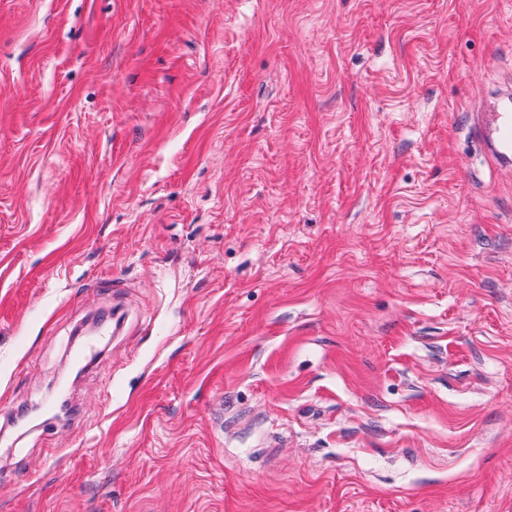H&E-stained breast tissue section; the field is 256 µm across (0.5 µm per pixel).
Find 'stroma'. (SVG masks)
Returning <instances> with one entry per match:
<instances>
[{
	"instance_id": "35a3bbf8",
	"label": "stroma",
	"mask_w": 512,
	"mask_h": 512,
	"mask_svg": "<svg viewBox=\"0 0 512 512\" xmlns=\"http://www.w3.org/2000/svg\"><path fill=\"white\" fill-rule=\"evenodd\" d=\"M503 91L512 0H0V512H512ZM475 142L481 144L489 138L497 154L501 157L512 156V101L508 97L497 101L488 112L477 113L472 125Z\"/></svg>"
}]
</instances>
